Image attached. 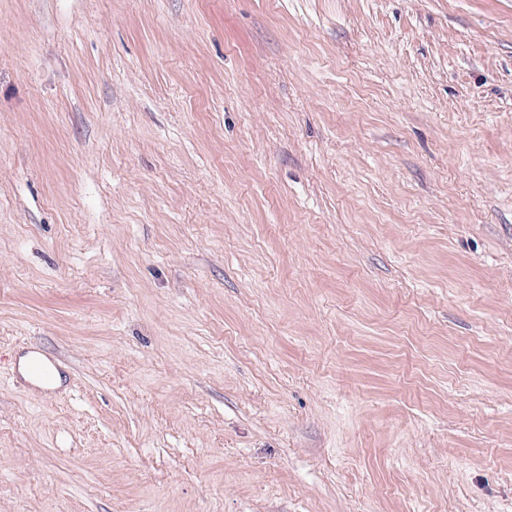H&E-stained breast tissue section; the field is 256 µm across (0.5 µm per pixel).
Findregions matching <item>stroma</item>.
Wrapping results in <instances>:
<instances>
[{
	"label": "stroma",
	"mask_w": 512,
	"mask_h": 512,
	"mask_svg": "<svg viewBox=\"0 0 512 512\" xmlns=\"http://www.w3.org/2000/svg\"><path fill=\"white\" fill-rule=\"evenodd\" d=\"M0 512H512V0H0ZM28 375L44 390H51L55 375L53 368L38 355H33L27 362Z\"/></svg>",
	"instance_id": "stroma-1"
}]
</instances>
